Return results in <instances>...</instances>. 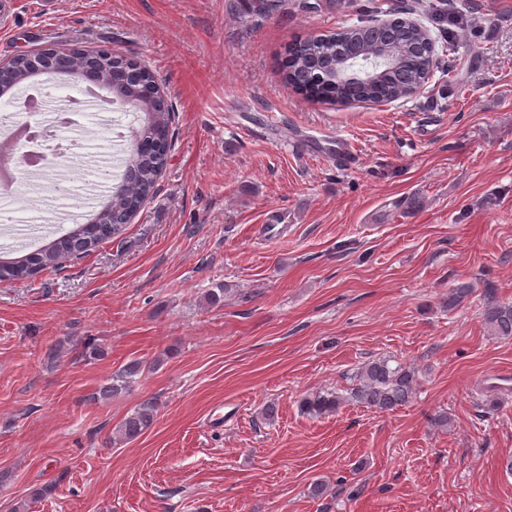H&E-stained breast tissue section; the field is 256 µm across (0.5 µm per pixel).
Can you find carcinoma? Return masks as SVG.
Wrapping results in <instances>:
<instances>
[{
    "mask_svg": "<svg viewBox=\"0 0 512 512\" xmlns=\"http://www.w3.org/2000/svg\"><path fill=\"white\" fill-rule=\"evenodd\" d=\"M425 28H407L400 23L382 26L372 16L336 31L304 37L288 45L280 64L283 82L294 91L314 100L348 103H391L408 97L411 88L423 83L437 67L438 53L425 42ZM385 43L399 57L397 66L387 71L371 85L336 82L337 49L361 60L373 55L368 38ZM103 49L88 50L82 45L68 47L67 66L74 78L88 68L100 66ZM26 66L17 62L0 73V92L24 82ZM112 97L122 108L129 101L142 98L151 80L145 64L136 65L121 54L112 53ZM174 107L167 95L149 98V106L133 109L132 135L122 147L123 171L109 192L101 197L94 209L84 215V221L71 225L62 235L43 243L19 257L0 259V279L25 282L48 271L55 272L65 263L95 252L103 244L117 238L127 224L153 198L157 183L165 170L174 137ZM473 285L463 283L448 293V307L455 308L472 294ZM483 321L491 335L512 339V302L488 301L482 311ZM107 354L103 344L93 337L86 338L78 356L85 361L100 360ZM146 363L133 358L113 375L111 382L98 391V397L108 399L121 393L141 378ZM356 384L345 395L332 390L320 391L299 400V410L310 417L336 413L346 404H357L377 412L393 411L408 404L419 385L415 367L390 357L372 359L355 374ZM158 404L153 399L141 402L119 424L116 439L130 443L138 439L154 423Z\"/></svg>",
    "mask_w": 512,
    "mask_h": 512,
    "instance_id": "cac0c4a2",
    "label": "carcinoma"
}]
</instances>
